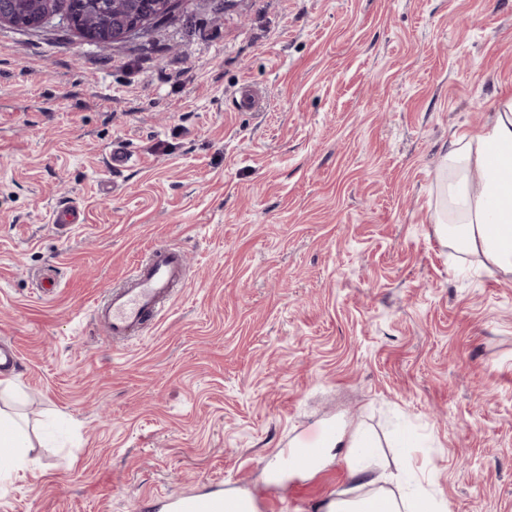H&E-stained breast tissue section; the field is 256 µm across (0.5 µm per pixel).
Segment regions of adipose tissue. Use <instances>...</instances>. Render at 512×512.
Instances as JSON below:
<instances>
[{"label":"adipose tissue","mask_w":512,"mask_h":512,"mask_svg":"<svg viewBox=\"0 0 512 512\" xmlns=\"http://www.w3.org/2000/svg\"><path fill=\"white\" fill-rule=\"evenodd\" d=\"M444 162L456 177L444 186L438 235L453 248L482 251L512 272V99L498 104L482 132L456 136ZM325 512H445V504L422 488L405 495L346 490L326 504Z\"/></svg>","instance_id":"obj_1"}]
</instances>
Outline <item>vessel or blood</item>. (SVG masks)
<instances>
[{"instance_id": "vessel-or-blood-1", "label": "vessel or blood", "mask_w": 512, "mask_h": 512, "mask_svg": "<svg viewBox=\"0 0 512 512\" xmlns=\"http://www.w3.org/2000/svg\"><path fill=\"white\" fill-rule=\"evenodd\" d=\"M183 256L171 245L155 247L138 263L124 284L112 289L104 301L95 303L93 316L112 341L129 339L155 320L185 281ZM326 454L325 441L308 447L287 449L279 461L281 473L292 462L319 459ZM167 512H260L261 502L237 489L201 487L176 494L163 502Z\"/></svg>"}]
</instances>
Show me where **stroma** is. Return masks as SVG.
Here are the masks:
<instances>
[{
	"label": "stroma",
	"instance_id": "obj_1",
	"mask_svg": "<svg viewBox=\"0 0 512 512\" xmlns=\"http://www.w3.org/2000/svg\"><path fill=\"white\" fill-rule=\"evenodd\" d=\"M508 98L512 0H182L109 46L0 23V408L32 441L0 512L261 494L327 429L301 512L369 462L512 512V273L434 224L450 140ZM161 244L186 283L112 345L92 308ZM326 437L320 439L316 446L287 448L285 454L279 460V469L282 474L288 476L291 464L300 459H321L326 455ZM292 470V469H291Z\"/></svg>",
	"mask_w": 512,
	"mask_h": 512
}]
</instances>
